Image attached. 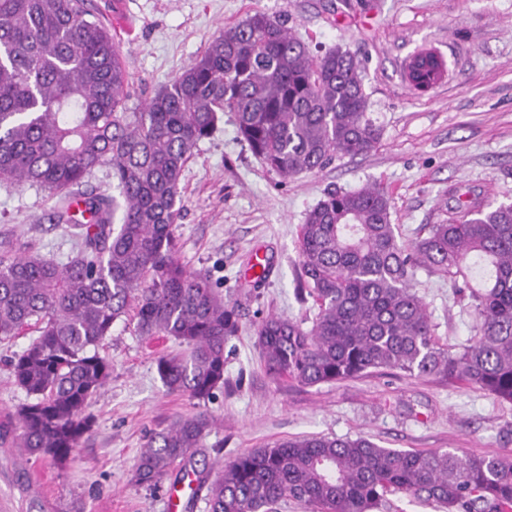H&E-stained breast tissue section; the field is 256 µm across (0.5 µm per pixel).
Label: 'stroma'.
I'll return each instance as SVG.
<instances>
[{
  "mask_svg": "<svg viewBox=\"0 0 512 512\" xmlns=\"http://www.w3.org/2000/svg\"><path fill=\"white\" fill-rule=\"evenodd\" d=\"M129 73L128 106L169 84L220 32L260 11L286 21L311 51L350 50L364 68L368 112L383 129L371 152L282 179L268 170L225 115L192 150L180 182L175 235L181 262L210 275L238 322L224 349V386L205 401L168 393L155 360L174 338L138 335L116 320L99 349L110 379L85 409L92 427L62 465L0 443V512H168L173 477L134 481L148 437L199 412L214 421L190 466L217 476L255 448L300 435L369 436L385 448L512 458V404L476 386L381 369L316 386L264 370L255 329L277 315L311 326L318 307L298 295V234L330 189L382 184L405 246L455 215L471 196L512 202V0H93ZM437 50L447 74L427 92L405 79L420 50ZM54 200L37 187L0 185V241L28 244L59 261L73 241L53 221ZM439 346L475 335L473 311L447 278L417 268L412 281ZM0 342V422L27 403L8 361L33 339Z\"/></svg>",
  "mask_w": 512,
  "mask_h": 512,
  "instance_id": "stroma-1",
  "label": "stroma"
}]
</instances>
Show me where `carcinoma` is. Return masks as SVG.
Here are the masks:
<instances>
[{
    "label": "carcinoma",
    "instance_id": "1",
    "mask_svg": "<svg viewBox=\"0 0 512 512\" xmlns=\"http://www.w3.org/2000/svg\"><path fill=\"white\" fill-rule=\"evenodd\" d=\"M126 67L90 0H0V183L57 198L54 223L78 243L67 261L0 243V341L38 337L10 360L17 444L66 462L91 422L88 402L111 365L99 347L136 308L139 335L181 350L156 359L171 393L205 401L224 386V344L238 330L210 278L177 255L180 181L191 150L234 114L238 133L284 178L371 152L382 129L367 115L363 68L336 46L319 56L263 12L214 37L142 111L126 106ZM101 168L116 193L75 195ZM410 249L397 238L387 191L327 192L301 225L304 285L319 305L309 328L269 316L257 327L266 372L315 386L391 369L441 374L512 403V203L464 200ZM469 290L473 343L438 346L415 268ZM213 425L204 412L149 438L139 484L162 481ZM444 512H512V460L383 448L359 435H306L236 457L210 482L207 512H377L387 496Z\"/></svg>",
    "mask_w": 512,
    "mask_h": 512
}]
</instances>
